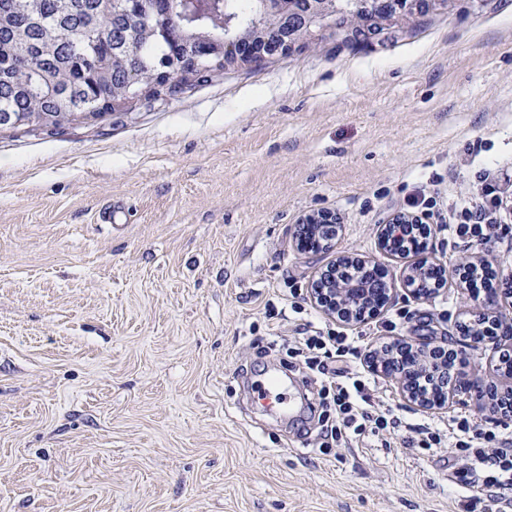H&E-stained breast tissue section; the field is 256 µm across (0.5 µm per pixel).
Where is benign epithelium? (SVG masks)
Segmentation results:
<instances>
[{
  "instance_id": "7a95c632",
  "label": "benign epithelium",
  "mask_w": 512,
  "mask_h": 512,
  "mask_svg": "<svg viewBox=\"0 0 512 512\" xmlns=\"http://www.w3.org/2000/svg\"><path fill=\"white\" fill-rule=\"evenodd\" d=\"M312 2L314 7L311 14L302 29L294 33L288 31L289 0H257L253 35L239 33L232 20L226 19L224 66L256 64L287 50L325 16V5H332L334 12L339 8L337 0ZM420 2L422 0H369L370 14L362 20L359 29L364 35H371L381 28L384 21ZM269 28L287 31L283 43H270L262 37V33ZM339 230L340 223L336 214L311 213L297 225L294 241L298 249L317 254L319 248L330 249L335 245ZM418 246L421 264L403 267L401 280L412 297L421 299L423 295L418 292L417 281L422 278V273L440 264V261L435 256L430 237H420ZM341 265L359 266L366 275L360 279L343 281L336 273V268ZM309 299L329 317L351 324L363 322L389 307L396 299V289L392 288L377 261L341 255L315 272L310 284ZM508 307L512 308V301H507L499 293L482 298L475 319L492 323L494 330L481 341L465 338L456 346L446 336L439 339L431 336L406 337L403 342L410 346L411 354L418 357L417 363L406 365L401 360L395 362L390 354L380 348L370 352V367L375 372L395 379L404 397L419 407L435 408L453 402H470L508 421L512 419V374L507 375L505 383L499 385L493 381L472 379L464 371L467 349L471 347L482 345L499 354L512 351V315L506 312ZM450 357L458 365L455 377L451 380L448 379Z\"/></svg>"
}]
</instances>
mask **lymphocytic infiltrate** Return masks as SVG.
Listing matches in <instances>:
<instances>
[{
    "label": "lymphocytic infiltrate",
    "instance_id": "lymphocytic-infiltrate-1",
    "mask_svg": "<svg viewBox=\"0 0 512 512\" xmlns=\"http://www.w3.org/2000/svg\"><path fill=\"white\" fill-rule=\"evenodd\" d=\"M502 204L496 183H486L478 202L455 206L448 224L452 243H489L498 227L489 216ZM354 337L346 332L304 324L294 348L318 386L321 411L320 450L365 444L367 439L406 428L407 448H450L455 485L470 493L469 512H512V433L485 428L467 415H453L447 428L433 424L402 425L392 405L378 399L376 381L350 365L357 354Z\"/></svg>",
    "mask_w": 512,
    "mask_h": 512
}]
</instances>
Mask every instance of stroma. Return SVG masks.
Wrapping results in <instances>:
<instances>
[{"mask_svg":"<svg viewBox=\"0 0 512 512\" xmlns=\"http://www.w3.org/2000/svg\"><path fill=\"white\" fill-rule=\"evenodd\" d=\"M512 169V0H448L345 41L312 29L262 64L189 78L59 134L0 132V512H466L448 451L333 448L271 418L252 382L302 374L300 324L346 329L356 359L406 336L456 335L476 302L449 275L343 326L309 300L327 255L294 227L330 211L336 254L400 283L378 231L414 197L448 268L479 256L512 281V220L448 247V213ZM125 208L124 230L94 218ZM406 312L395 331L384 321ZM405 424L428 411L376 375Z\"/></svg>","mask_w":512,"mask_h":512,"instance_id":"stroma-1","label":"stroma"}]
</instances>
